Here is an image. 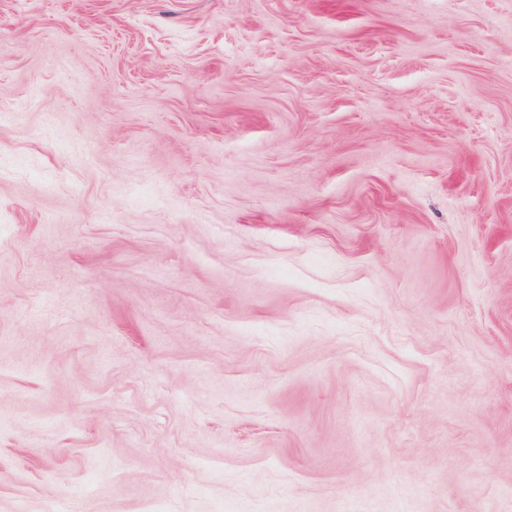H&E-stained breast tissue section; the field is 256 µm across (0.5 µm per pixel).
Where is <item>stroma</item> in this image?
I'll return each mask as SVG.
<instances>
[{"label":"stroma","instance_id":"obj_1","mask_svg":"<svg viewBox=\"0 0 512 512\" xmlns=\"http://www.w3.org/2000/svg\"><path fill=\"white\" fill-rule=\"evenodd\" d=\"M512 512V0H0V512Z\"/></svg>","mask_w":512,"mask_h":512}]
</instances>
